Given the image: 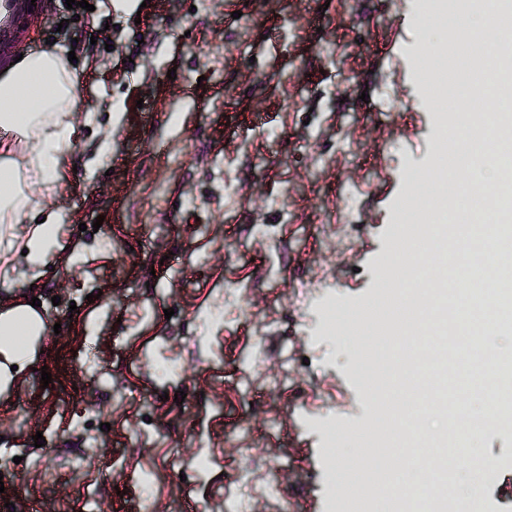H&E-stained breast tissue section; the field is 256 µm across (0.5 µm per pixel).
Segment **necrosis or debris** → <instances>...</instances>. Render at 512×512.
<instances>
[{"label": "necrosis or debris", "mask_w": 512, "mask_h": 512, "mask_svg": "<svg viewBox=\"0 0 512 512\" xmlns=\"http://www.w3.org/2000/svg\"><path fill=\"white\" fill-rule=\"evenodd\" d=\"M472 6L489 22L454 48L464 61L453 78L459 95L424 105L430 112L484 114L479 125L454 128L456 161L471 169L494 161L497 190L484 195L434 168L404 173L403 209L419 230L389 260L392 288L374 293L409 316L395 335L369 338L374 361L388 369L387 388L402 395L381 422L398 463L377 471L370 488L349 487L339 512H363L366 500L380 498L390 512H402L408 492L419 512H459L463 501L483 500L481 478L463 487L456 474L495 471L474 442L489 425L512 423V359L477 354L484 337L512 335V113L504 104L512 83V0H473ZM473 395L481 398V411H474ZM429 417L440 425L425 438L420 429ZM409 471L433 479L411 486Z\"/></svg>", "instance_id": "4bbe7bcc"}]
</instances>
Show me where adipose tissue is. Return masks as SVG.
Here are the masks:
<instances>
[{
	"label": "adipose tissue",
	"instance_id": "ef3b65f1",
	"mask_svg": "<svg viewBox=\"0 0 512 512\" xmlns=\"http://www.w3.org/2000/svg\"><path fill=\"white\" fill-rule=\"evenodd\" d=\"M79 87V73L56 49L29 52L0 73V224H31L25 259L34 268L52 249L60 220L55 210L40 209L35 196L51 195L63 178ZM28 312L18 305L0 313V356L16 366L33 357L16 337L44 329Z\"/></svg>",
	"mask_w": 512,
	"mask_h": 512
}]
</instances>
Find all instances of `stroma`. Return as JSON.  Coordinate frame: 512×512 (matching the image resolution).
Wrapping results in <instances>:
<instances>
[{
  "mask_svg": "<svg viewBox=\"0 0 512 512\" xmlns=\"http://www.w3.org/2000/svg\"><path fill=\"white\" fill-rule=\"evenodd\" d=\"M64 2L42 0L16 48L74 51L82 105L64 179L39 201L61 215L44 265L25 261L28 225H0V306L39 298L60 328L0 391V512H224L237 497L279 512L283 495L330 512L343 489L322 480L315 425L357 429L375 408L320 306L369 299L404 229L403 172L437 146L413 75L426 37L414 0H88L78 14ZM351 205L341 252L317 227ZM241 224L279 225L288 268L263 240L240 242ZM263 275L247 300L228 295ZM191 347L222 353L158 372ZM253 445L273 494L224 474ZM211 448L225 467L201 494L183 475ZM475 451L498 463L480 512H512V430L485 431Z\"/></svg>",
  "mask_w": 512,
  "mask_h": 512,
  "instance_id": "1",
  "label": "stroma"
}]
</instances>
